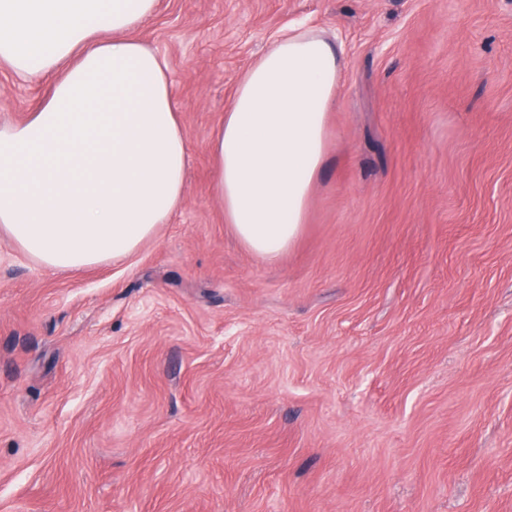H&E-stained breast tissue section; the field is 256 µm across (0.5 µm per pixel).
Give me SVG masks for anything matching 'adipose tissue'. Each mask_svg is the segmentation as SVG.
Here are the masks:
<instances>
[{
    "mask_svg": "<svg viewBox=\"0 0 512 512\" xmlns=\"http://www.w3.org/2000/svg\"><path fill=\"white\" fill-rule=\"evenodd\" d=\"M161 0H0V62L48 81L0 123V236L49 270L121 260L181 207L190 163L167 63L133 36ZM341 49L279 38L240 81L212 148L224 221L275 263L299 238L327 160Z\"/></svg>",
    "mask_w": 512,
    "mask_h": 512,
    "instance_id": "obj_1",
    "label": "adipose tissue"
}]
</instances>
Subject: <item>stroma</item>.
<instances>
[{
  "instance_id": "1",
  "label": "stroma",
  "mask_w": 512,
  "mask_h": 512,
  "mask_svg": "<svg viewBox=\"0 0 512 512\" xmlns=\"http://www.w3.org/2000/svg\"><path fill=\"white\" fill-rule=\"evenodd\" d=\"M296 27L341 46L326 165L269 264L209 150ZM185 200L131 257L0 237V512H512V0H164ZM44 81L0 66V120Z\"/></svg>"
}]
</instances>
